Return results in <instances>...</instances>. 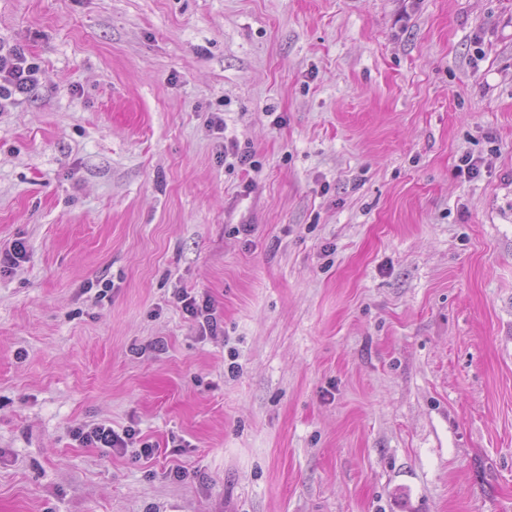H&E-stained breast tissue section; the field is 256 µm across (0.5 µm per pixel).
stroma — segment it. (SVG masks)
<instances>
[{"label":"stroma","mask_w":512,"mask_h":512,"mask_svg":"<svg viewBox=\"0 0 512 512\" xmlns=\"http://www.w3.org/2000/svg\"><path fill=\"white\" fill-rule=\"evenodd\" d=\"M0 45V512H512V0H0ZM40 64L23 49L0 45V111L38 85ZM180 301L184 304L183 307L185 311L195 319H201L203 322V326L210 331L217 329L218 321L216 316L214 315V309L210 303L206 302L202 306L198 305L196 302V298L189 296L188 293L183 294L180 297ZM135 431L127 429L124 437L116 433L111 427L104 425L96 426L90 431H84L83 428H77L75 437L86 445H95L96 448H127L126 439H132Z\"/></svg>","instance_id":"stroma-1"}]
</instances>
